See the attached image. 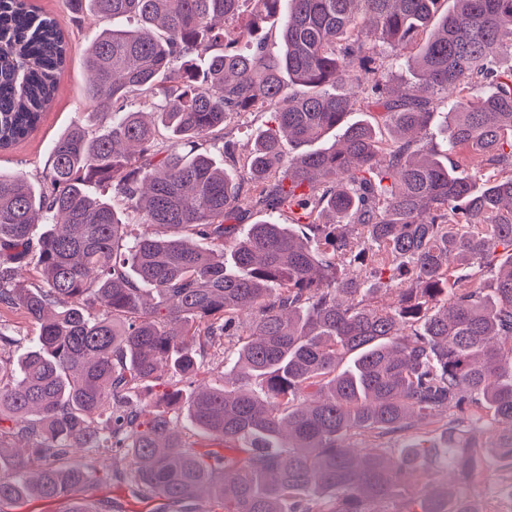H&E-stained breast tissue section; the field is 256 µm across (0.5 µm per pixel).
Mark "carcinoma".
<instances>
[{
	"label": "carcinoma",
	"mask_w": 512,
	"mask_h": 512,
	"mask_svg": "<svg viewBox=\"0 0 512 512\" xmlns=\"http://www.w3.org/2000/svg\"><path fill=\"white\" fill-rule=\"evenodd\" d=\"M65 2L100 24L84 67L109 125L71 124L36 181L0 172V309L38 329L24 346L0 329V512H87L74 451L132 459L131 493L160 512L203 491L214 512H373L432 464L447 479L394 512H483L460 486L512 467V0ZM271 21L276 56L255 40ZM380 42L417 82L358 96ZM69 58L55 18L0 0L1 152L38 130ZM133 95L148 111L124 110ZM256 109L272 127L243 166L230 141L218 163L208 142ZM439 115L444 154L414 139ZM245 207L266 216L236 237ZM285 208L303 221L270 219ZM32 255L30 288L15 265ZM216 345L235 385L189 393L185 421L132 399L197 377ZM450 410L462 430L440 429Z\"/></svg>",
	"instance_id": "1"
}]
</instances>
